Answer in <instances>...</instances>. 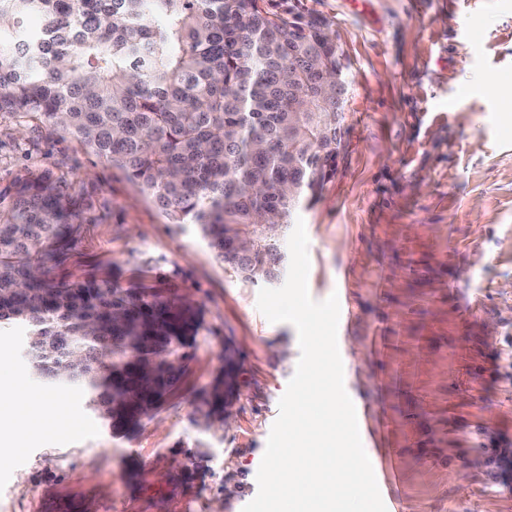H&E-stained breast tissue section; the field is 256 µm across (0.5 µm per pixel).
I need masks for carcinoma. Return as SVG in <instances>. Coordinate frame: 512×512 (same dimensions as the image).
<instances>
[{
    "label": "carcinoma",
    "mask_w": 512,
    "mask_h": 512,
    "mask_svg": "<svg viewBox=\"0 0 512 512\" xmlns=\"http://www.w3.org/2000/svg\"><path fill=\"white\" fill-rule=\"evenodd\" d=\"M270 2L0 0V112L77 139L220 261L271 280L279 236L336 173L349 85L327 22ZM71 209L48 171L0 198V324L26 327L33 378L86 389L127 434L178 382L200 312L156 288L49 278ZM249 232L252 250L232 253ZM205 405L207 424L224 419V376Z\"/></svg>",
    "instance_id": "1"
}]
</instances>
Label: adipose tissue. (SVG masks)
Instances as JSON below:
<instances>
[{
  "mask_svg": "<svg viewBox=\"0 0 512 512\" xmlns=\"http://www.w3.org/2000/svg\"><path fill=\"white\" fill-rule=\"evenodd\" d=\"M62 415L50 398L27 389L20 381L0 378V459L14 456L23 445L21 424L56 430Z\"/></svg>",
  "mask_w": 512,
  "mask_h": 512,
  "instance_id": "obj_1",
  "label": "adipose tissue"
}]
</instances>
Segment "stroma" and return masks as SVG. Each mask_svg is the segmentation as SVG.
Listing matches in <instances>:
<instances>
[{
	"label": "stroma",
	"instance_id": "stroma-1",
	"mask_svg": "<svg viewBox=\"0 0 512 512\" xmlns=\"http://www.w3.org/2000/svg\"><path fill=\"white\" fill-rule=\"evenodd\" d=\"M329 23L349 94L335 177L300 210L308 290L350 321L344 386L371 407L399 468L398 512H512V0H299ZM50 171L77 225L51 274L190 297L202 327L155 415L115 437L83 389L57 394L65 427L0 463V512H242L300 357L293 325L257 308L262 281L220 262L69 136L0 113V194ZM22 327L0 367L38 393ZM232 349L228 428L200 395ZM505 450L499 464L491 449Z\"/></svg>",
	"mask_w": 512,
	"mask_h": 512
}]
</instances>
